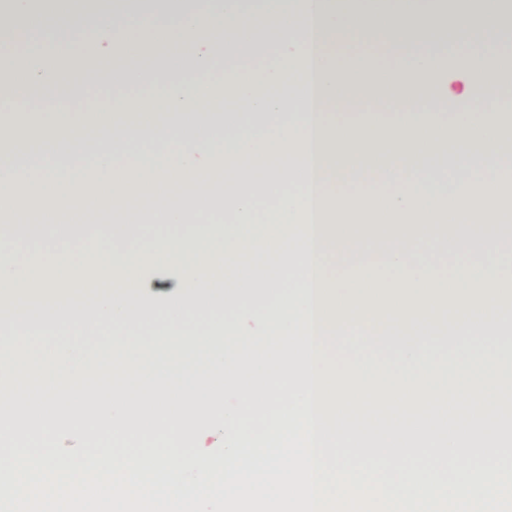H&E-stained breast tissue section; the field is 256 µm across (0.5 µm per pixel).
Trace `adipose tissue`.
Here are the masks:
<instances>
[{"label":"adipose tissue","mask_w":512,"mask_h":512,"mask_svg":"<svg viewBox=\"0 0 512 512\" xmlns=\"http://www.w3.org/2000/svg\"><path fill=\"white\" fill-rule=\"evenodd\" d=\"M447 0H260L258 14L243 0H205L203 9H173L139 31L123 28L118 47L99 44L96 27L67 28L61 40L80 55L61 67L25 54L0 69L12 96L37 104L75 97L82 77L120 88L144 82L139 66L150 51L169 49L154 99L162 118L144 125L138 98L119 96L103 111L0 113V317L14 336H29L54 321L74 330L114 329L115 348L76 351L31 347L28 370L44 381L42 402L52 411L85 414H224L225 396L237 406L256 403L282 413L292 406V354L255 357L276 339H291L287 300L268 304L289 271L291 241L301 237H428L435 227L512 222V113L497 95L512 88V51L495 42L474 44L468 63L448 68L440 52H418L429 15ZM382 34L407 48L400 66L386 68L361 54L338 63L333 48L347 38ZM265 41L268 59L254 62ZM232 92L221 110L199 95L214 71ZM395 108L380 128L366 102ZM452 101L467 121L448 125L430 106ZM355 114L336 124L334 114ZM172 149L141 155L124 165L119 155L144 135ZM455 153V167L435 168ZM286 161L277 178L258 160ZM499 178L495 191L477 189L475 173ZM370 174L386 195L353 192L358 173ZM192 191L179 202L149 211L113 210L136 192L164 198L179 186ZM271 196L260 216L256 193ZM79 206L112 209L98 231L95 251L75 254L66 235L36 242L25 258L9 244L14 226L38 217L59 223ZM165 222L152 238L137 226ZM254 250L262 272L239 276L240 256ZM162 266L172 315L165 335L184 351L158 354L142 324L144 266ZM265 305L258 333L228 331L224 319L242 301ZM207 309L205 325L188 327L187 309ZM231 334L235 347L215 340ZM136 369L112 393L89 383L91 373ZM152 377L142 386L140 375Z\"/></svg>","instance_id":"ef3b65f1"}]
</instances>
